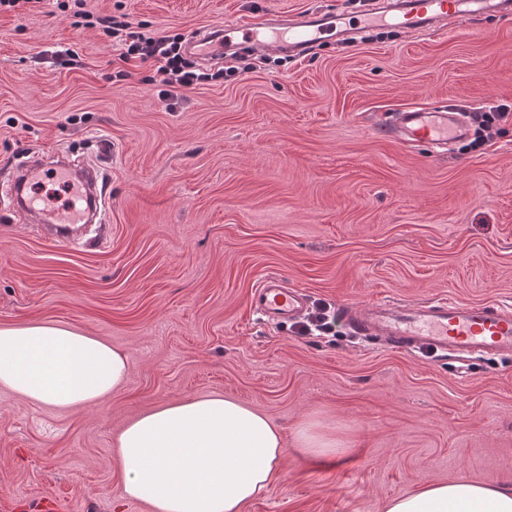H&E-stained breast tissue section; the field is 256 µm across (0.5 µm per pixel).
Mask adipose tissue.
I'll use <instances>...</instances> for the list:
<instances>
[{
  "mask_svg": "<svg viewBox=\"0 0 512 512\" xmlns=\"http://www.w3.org/2000/svg\"><path fill=\"white\" fill-rule=\"evenodd\" d=\"M128 358L54 323L0 327V386L34 403L96 404L119 387ZM126 498L150 512H242L279 471L281 430L231 398L197 397L141 414L115 437ZM386 512H512V492L470 481L396 496Z\"/></svg>",
  "mask_w": 512,
  "mask_h": 512,
  "instance_id": "ef3b65f1",
  "label": "adipose tissue"
}]
</instances>
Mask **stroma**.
I'll use <instances>...</instances> for the list:
<instances>
[{
  "label": "stroma",
  "instance_id": "stroma-1",
  "mask_svg": "<svg viewBox=\"0 0 512 512\" xmlns=\"http://www.w3.org/2000/svg\"><path fill=\"white\" fill-rule=\"evenodd\" d=\"M350 0H38L0 9V326L49 321L127 353L123 385L60 409L0 387V512H149L123 496L115 435L219 394L284 432L279 476L245 512H385L436 482L512 490V357L432 359L342 332L298 336L248 305L273 273L332 311L368 300L512 306V120L470 151L400 143L392 112L512 102V15L394 29L161 98L153 60L79 10L182 41L264 13ZM73 64L60 65L58 50ZM128 71L125 79L116 78ZM83 148L108 186L97 248L20 217L4 177ZM334 451L301 449L302 428Z\"/></svg>",
  "mask_w": 512,
  "mask_h": 512
}]
</instances>
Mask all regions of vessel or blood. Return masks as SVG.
<instances>
[{
	"instance_id": "vessel-or-blood-1",
	"label": "vessel or blood",
	"mask_w": 512,
	"mask_h": 512,
	"mask_svg": "<svg viewBox=\"0 0 512 512\" xmlns=\"http://www.w3.org/2000/svg\"><path fill=\"white\" fill-rule=\"evenodd\" d=\"M512 15V0H370L356 20L342 14L309 12L295 19L273 21L258 16L247 22L225 25V41L240 40L252 50L274 48L300 56L313 44L331 35L339 39L353 34L355 27L396 26L415 32H429L461 18ZM215 32L199 34L191 43L199 59L214 53ZM385 133L404 142L422 141L435 149L466 140L471 129L461 113L450 107L426 110L407 107L392 113L383 127ZM85 180L72 187L73 199L55 213L43 210L39 197L17 200L27 218L47 225L53 242H78V225L87 223L88 200L104 207L106 197L99 190L96 167L84 168ZM308 301L290 288L277 274L267 276L251 293L249 306L259 319L276 324L297 322ZM339 319L353 334L380 340L396 350L417 351L433 357L464 360L512 357V308L500 304L465 303L438 299L418 304L380 300L363 306H344Z\"/></svg>"
}]
</instances>
